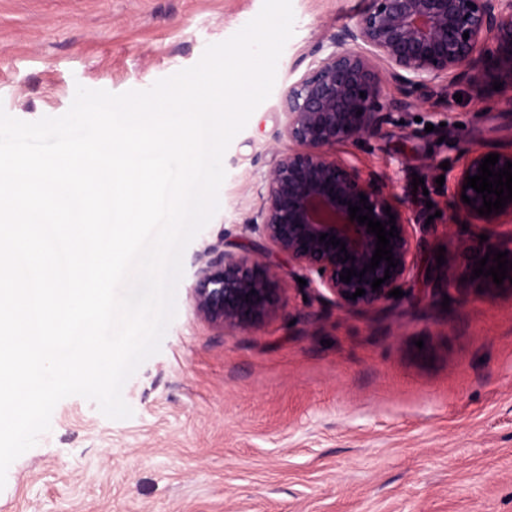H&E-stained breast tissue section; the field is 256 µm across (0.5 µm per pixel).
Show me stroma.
<instances>
[{
    "mask_svg": "<svg viewBox=\"0 0 512 512\" xmlns=\"http://www.w3.org/2000/svg\"><path fill=\"white\" fill-rule=\"evenodd\" d=\"M263 0H0V108L58 117L77 87L145 90L195 65ZM367 0H292L294 33L269 97L232 140L218 210L183 254L250 246L275 151L278 97ZM443 116L408 108L343 147L401 200L439 199L442 163L512 150V111L462 89ZM422 177L425 192L414 191ZM449 303L401 300L384 313L289 291L259 329L210 325L176 289L157 354L125 382L133 414L105 417L80 396L9 467L0 512H512V290L463 280Z\"/></svg>",
    "mask_w": 512,
    "mask_h": 512,
    "instance_id": "stroma-1",
    "label": "stroma"
}]
</instances>
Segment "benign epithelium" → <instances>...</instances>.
Returning a JSON list of instances; mask_svg holds the SVG:
<instances>
[{
	"label": "benign epithelium",
	"mask_w": 512,
	"mask_h": 512,
	"mask_svg": "<svg viewBox=\"0 0 512 512\" xmlns=\"http://www.w3.org/2000/svg\"><path fill=\"white\" fill-rule=\"evenodd\" d=\"M329 48L326 53L323 42L314 43L307 52L313 58L309 68L281 96L284 123L276 138L288 140L291 148L264 176L262 204L245 224L259 248L210 246L200 255L191 298L197 313L216 327L265 326L283 310L291 285L316 299L328 293L336 307L349 311L387 308L396 302L389 296L396 288L403 298L420 302L442 293L415 287L426 273L437 271L435 258L420 259L418 230L424 218L399 203L388 185L341 156L340 148L376 136L392 113L432 102L444 77L449 106L455 85L469 84L480 99L483 89L497 81L502 83L500 103L512 109V0H369L353 24L330 38ZM391 83L400 92L397 100L387 98ZM488 154L479 151L460 171L445 173L450 222L493 226L512 220V201L497 214L481 216L482 195L463 188ZM362 193L373 206L372 218L388 230L392 213L399 231L390 239L399 264L376 291L372 281L384 277V260L361 278L340 280L344 269L362 271L376 248L367 225L349 216L348 204H359ZM463 194L471 204L463 202ZM325 233L344 242L354 260H344L340 248L319 241ZM490 248L508 252L504 282L512 281V231L482 242L480 256ZM279 258L288 263L286 280ZM299 277L306 285L299 286ZM358 288L365 294L346 297Z\"/></svg>",
	"instance_id": "7a95c632"
}]
</instances>
